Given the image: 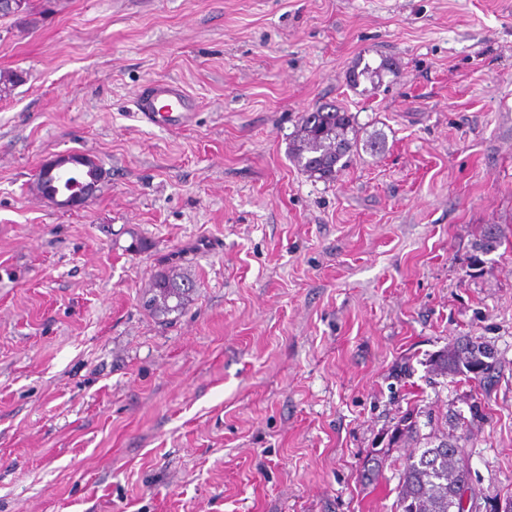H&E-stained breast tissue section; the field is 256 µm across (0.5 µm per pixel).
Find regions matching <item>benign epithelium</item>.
Wrapping results in <instances>:
<instances>
[{
  "mask_svg": "<svg viewBox=\"0 0 512 512\" xmlns=\"http://www.w3.org/2000/svg\"><path fill=\"white\" fill-rule=\"evenodd\" d=\"M39 171L43 198L61 209L86 206L103 176L102 168L90 166L85 155L75 152L45 161Z\"/></svg>",
  "mask_w": 512,
  "mask_h": 512,
  "instance_id": "1",
  "label": "benign epithelium"
}]
</instances>
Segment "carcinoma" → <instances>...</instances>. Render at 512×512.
Segmentation results:
<instances>
[{
	"instance_id": "obj_1",
	"label": "carcinoma",
	"mask_w": 512,
	"mask_h": 512,
	"mask_svg": "<svg viewBox=\"0 0 512 512\" xmlns=\"http://www.w3.org/2000/svg\"><path fill=\"white\" fill-rule=\"evenodd\" d=\"M352 116L336 108L320 107L301 117L293 137L290 157L311 177L333 181L337 173L358 152ZM193 281L176 271L154 278L147 306L155 315H168L182 309ZM498 358L485 342L463 338L436 361L443 372L462 374L483 387L494 383ZM403 437L420 438L415 422L401 418L392 442ZM462 437L448 432L424 437V446L410 455L402 474L396 507L398 512H455L454 487L469 481V468L460 445Z\"/></svg>"
}]
</instances>
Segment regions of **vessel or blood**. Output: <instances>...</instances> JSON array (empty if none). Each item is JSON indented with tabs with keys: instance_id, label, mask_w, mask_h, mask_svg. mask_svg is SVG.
<instances>
[{
	"instance_id": "vessel-or-blood-1",
	"label": "vessel or blood",
	"mask_w": 512,
	"mask_h": 512,
	"mask_svg": "<svg viewBox=\"0 0 512 512\" xmlns=\"http://www.w3.org/2000/svg\"><path fill=\"white\" fill-rule=\"evenodd\" d=\"M136 110L150 126L184 129L192 125L198 105L183 85L169 80L148 82L136 96Z\"/></svg>"
}]
</instances>
